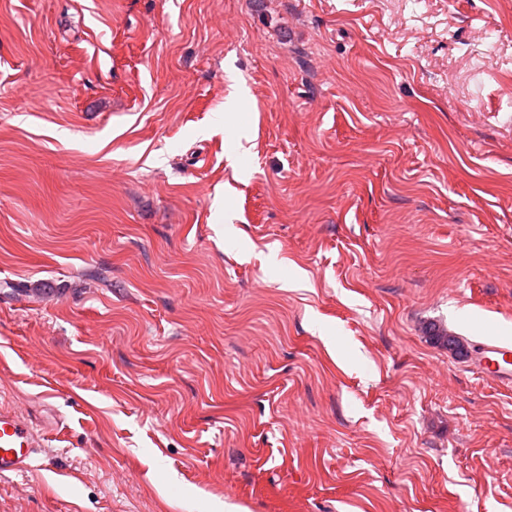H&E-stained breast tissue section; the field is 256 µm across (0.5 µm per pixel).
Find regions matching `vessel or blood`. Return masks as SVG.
<instances>
[{
  "instance_id": "vessel-or-blood-1",
  "label": "vessel or blood",
  "mask_w": 512,
  "mask_h": 512,
  "mask_svg": "<svg viewBox=\"0 0 512 512\" xmlns=\"http://www.w3.org/2000/svg\"><path fill=\"white\" fill-rule=\"evenodd\" d=\"M469 362L479 377L512 385V338L495 336L476 343ZM40 446L39 434L23 417L12 410H0V477L25 472Z\"/></svg>"
}]
</instances>
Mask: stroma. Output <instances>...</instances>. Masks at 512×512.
I'll return each instance as SVG.
<instances>
[{"label":"stroma","mask_w":512,"mask_h":512,"mask_svg":"<svg viewBox=\"0 0 512 512\" xmlns=\"http://www.w3.org/2000/svg\"><path fill=\"white\" fill-rule=\"evenodd\" d=\"M512 0H0V512H512ZM429 340L448 348V352L457 359L469 356V367L479 377L496 383L512 385V338L495 336L476 343L470 352L466 339L436 328L428 330ZM470 353V354H469ZM40 435L12 410H0V477L25 472L41 448Z\"/></svg>","instance_id":"obj_1"}]
</instances>
